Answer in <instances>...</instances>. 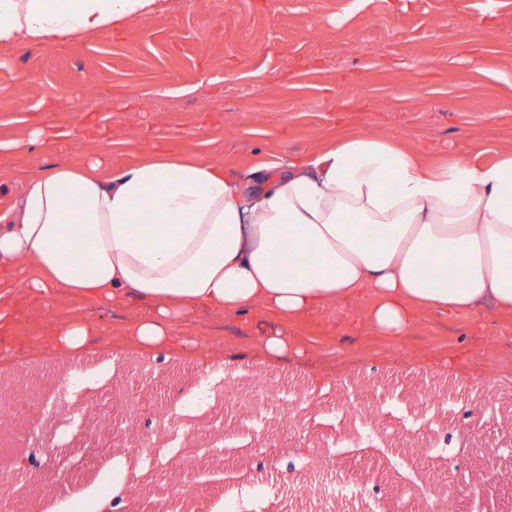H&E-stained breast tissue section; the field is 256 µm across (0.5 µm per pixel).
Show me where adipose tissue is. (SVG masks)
Segmentation results:
<instances>
[{"mask_svg": "<svg viewBox=\"0 0 512 512\" xmlns=\"http://www.w3.org/2000/svg\"><path fill=\"white\" fill-rule=\"evenodd\" d=\"M161 0H0V46L46 44L142 21ZM93 158L31 177L0 209V271L27 293L140 301L129 344L176 356L183 315L253 308L297 319L371 295L368 328L403 336L418 313L512 314V152L425 166L395 137L356 133L261 167L250 181L207 159L154 156L104 172ZM441 269L424 278L427 262ZM92 327H57L18 361L75 359Z\"/></svg>", "mask_w": 512, "mask_h": 512, "instance_id": "ef3b65f1", "label": "adipose tissue"}]
</instances>
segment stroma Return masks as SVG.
Listing matches in <instances>:
<instances>
[{
	"label": "stroma",
	"instance_id": "1",
	"mask_svg": "<svg viewBox=\"0 0 512 512\" xmlns=\"http://www.w3.org/2000/svg\"><path fill=\"white\" fill-rule=\"evenodd\" d=\"M58 135L14 154L0 153V207L16 198L25 177L57 162L103 155L119 169L149 154L198 156L246 177L264 162L323 149L336 137L358 132L397 137L424 162L461 155L490 164L512 151V0H168L166 10L119 29L50 45L0 49V142L20 136L28 120ZM365 297L310 312L298 320L271 313L237 316L194 312L181 335L221 349L222 362L203 372L193 354L170 357L118 345L129 325L148 314L144 305L75 307L54 296L10 305L0 324V399L14 406L15 428L0 443V474L15 456L43 454L45 441L63 431L67 473L36 470L41 490L15 492L27 512H94L95 496L112 484L115 451L127 447L126 427L157 437L153 456L128 473L129 512H147L170 482L155 466L180 448L187 434L160 436L169 414L183 407L192 387L205 384L207 407L189 415L191 431L223 442L236 428L219 425L224 376L239 393L262 375L278 373L311 385L301 354L315 351L336 370L321 397L297 420L311 448L338 444L341 470L361 480L362 503L332 512H362L363 503L414 504L417 478L435 489L448 475L425 456L442 448L456 459L455 438L466 430L468 467L512 465V420L482 426L475 398L457 400L445 426L431 435L411 432L418 403L404 401L386 427L358 432L341 417H327L348 379L390 389L400 359L470 352L475 370L493 384L498 401L512 407V316L434 311L418 314L404 336L372 333L364 322ZM80 314L97 331L76 360L30 358L26 367L46 398L64 405L66 423H51L40 405L15 403L9 360L20 347L40 344L50 321ZM267 336L288 339L289 356L264 363L254 344ZM190 431V432H191ZM287 432L253 433L252 451L201 452L196 469L208 471L194 486L191 512H216L229 486L243 487L240 512H316L305 497L280 504L260 499L257 487L280 477ZM392 457L379 454L382 446Z\"/></svg>",
	"mask_w": 512,
	"mask_h": 512
}]
</instances>
